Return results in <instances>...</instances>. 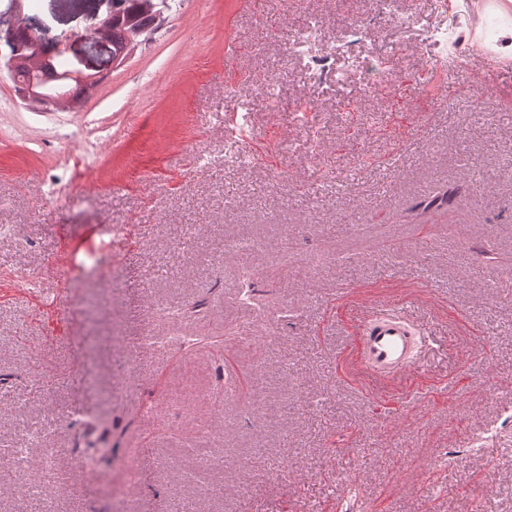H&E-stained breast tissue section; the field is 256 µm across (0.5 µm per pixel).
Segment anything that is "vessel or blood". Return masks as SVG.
<instances>
[{
  "label": "vessel or blood",
  "instance_id": "1",
  "mask_svg": "<svg viewBox=\"0 0 512 512\" xmlns=\"http://www.w3.org/2000/svg\"><path fill=\"white\" fill-rule=\"evenodd\" d=\"M414 338L397 315L373 316L360 327L359 351L369 369L377 373L402 372L414 364Z\"/></svg>",
  "mask_w": 512,
  "mask_h": 512
}]
</instances>
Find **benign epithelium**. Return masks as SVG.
Returning <instances> with one entry per match:
<instances>
[{
  "label": "benign epithelium",
  "instance_id": "1",
  "mask_svg": "<svg viewBox=\"0 0 512 512\" xmlns=\"http://www.w3.org/2000/svg\"><path fill=\"white\" fill-rule=\"evenodd\" d=\"M20 10L21 3L12 0L6 11H0V46L7 49L6 54H0V59L5 60L10 75L23 74V79L16 82L17 91L23 99L45 107L65 108L67 103L58 87L71 82H88L97 78V74L75 70L55 72L54 60L66 52V48L60 44L49 46L35 36L22 46H14L12 38L16 30L15 19L20 17ZM110 24L112 12L109 11L95 32L77 35L74 41L85 43L90 49L106 54L107 61L113 64L123 60L126 51L113 50L112 43L103 34V30ZM49 73L55 74L56 83L53 85L48 82Z\"/></svg>",
  "mask_w": 512,
  "mask_h": 512
}]
</instances>
